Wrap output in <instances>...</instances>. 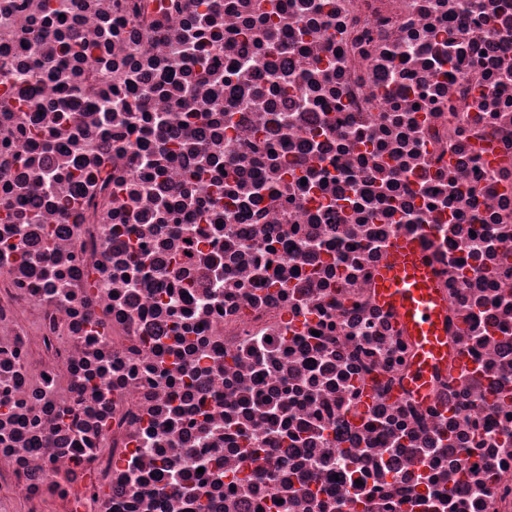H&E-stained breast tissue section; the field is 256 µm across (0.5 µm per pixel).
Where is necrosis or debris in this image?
Listing matches in <instances>:
<instances>
[{
    "mask_svg": "<svg viewBox=\"0 0 512 512\" xmlns=\"http://www.w3.org/2000/svg\"><path fill=\"white\" fill-rule=\"evenodd\" d=\"M0 512H512V0H0ZM376 292L379 301L395 314L413 339L415 355L408 387L424 397L436 369L448 358V336L443 328L445 306L433 265L419 241L393 240Z\"/></svg>",
    "mask_w": 512,
    "mask_h": 512,
    "instance_id": "necrosis-or-debris-1",
    "label": "necrosis or debris"
}]
</instances>
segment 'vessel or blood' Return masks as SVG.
<instances>
[{
  "label": "vessel or blood",
  "mask_w": 512,
  "mask_h": 512,
  "mask_svg": "<svg viewBox=\"0 0 512 512\" xmlns=\"http://www.w3.org/2000/svg\"><path fill=\"white\" fill-rule=\"evenodd\" d=\"M376 292L413 339L415 355L408 387L417 395H426L436 369L448 358V338L443 328L445 306L431 259L420 242L393 240Z\"/></svg>",
  "instance_id": "1"
}]
</instances>
